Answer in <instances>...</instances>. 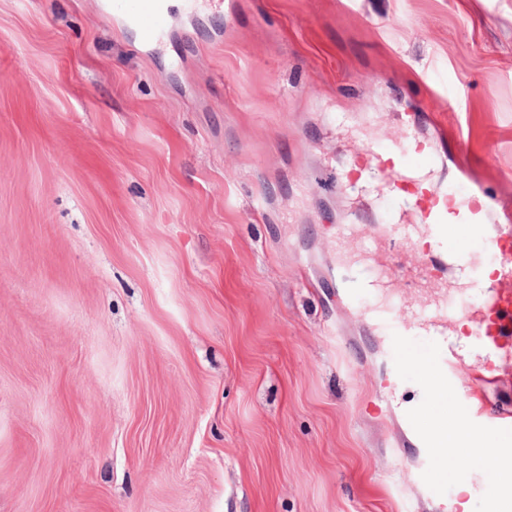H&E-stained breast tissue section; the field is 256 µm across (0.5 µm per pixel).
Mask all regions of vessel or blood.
Here are the masks:
<instances>
[{
  "label": "vessel or blood",
  "mask_w": 512,
  "mask_h": 512,
  "mask_svg": "<svg viewBox=\"0 0 512 512\" xmlns=\"http://www.w3.org/2000/svg\"><path fill=\"white\" fill-rule=\"evenodd\" d=\"M112 13L133 24L147 43L157 41L167 30V0H112ZM450 151L465 155L464 139L371 143L372 157L389 165L383 191L397 206L395 223L379 225L378 232L394 237L399 223L406 222L426 237L429 247L417 256L416 277L421 281L430 274L441 276L466 267L470 242L480 240L497 261L496 277L502 285L496 288L474 277L469 284L480 300L478 309L449 306L447 296L442 295L425 302L423 312L413 321L398 325L383 318L371 321L370 326L387 339L397 333L424 335L437 342L440 366L470 418L488 427L512 428V391L504 388L496 366L497 360L512 356V289L507 286L512 280V226L493 222L478 193L463 194L456 179L441 180L427 197L412 203L407 200L417 191V178L441 168ZM337 283L353 302L365 289L380 285L381 278L360 279L343 264ZM463 322L470 326L473 345L487 354L483 372L468 373L456 353L450 333Z\"/></svg>",
  "instance_id": "obj_1"
}]
</instances>
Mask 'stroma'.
Instances as JSON below:
<instances>
[{
    "label": "stroma",
    "instance_id": "stroma-1",
    "mask_svg": "<svg viewBox=\"0 0 512 512\" xmlns=\"http://www.w3.org/2000/svg\"><path fill=\"white\" fill-rule=\"evenodd\" d=\"M0 0V512H455L410 491L423 399L370 311L416 259L359 186L402 113L448 115L512 213V0ZM363 220L339 238L353 209ZM390 302L344 306L337 248ZM112 14L133 24L146 43L157 41L167 30V0H113Z\"/></svg>",
    "mask_w": 512,
    "mask_h": 512
}]
</instances>
